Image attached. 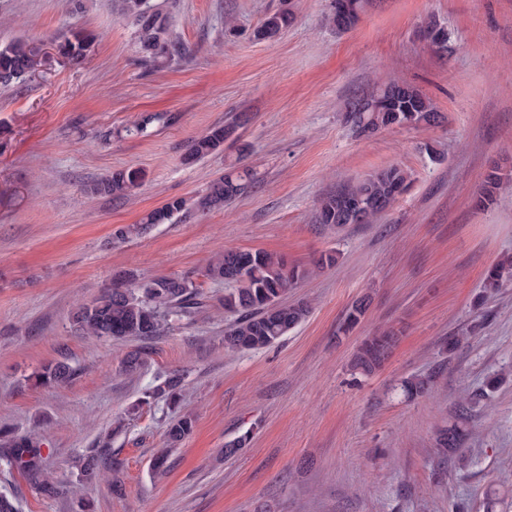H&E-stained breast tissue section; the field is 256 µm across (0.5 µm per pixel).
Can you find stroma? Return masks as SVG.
Returning <instances> with one entry per match:
<instances>
[{
  "instance_id": "obj_1",
  "label": "stroma",
  "mask_w": 512,
  "mask_h": 512,
  "mask_svg": "<svg viewBox=\"0 0 512 512\" xmlns=\"http://www.w3.org/2000/svg\"><path fill=\"white\" fill-rule=\"evenodd\" d=\"M150 2L181 52L147 57L111 0H0V44L25 39L45 54L37 72L0 85V425L37 433L43 475L70 486L49 498L0 464V496L16 512H512V281L483 293L487 271L512 253V181L488 209L473 202L493 163L512 168V0H371L346 33L324 21L331 0ZM284 8L288 29L254 40ZM431 17L453 52L423 39ZM72 30L96 37L77 62L57 49ZM388 78L416 86L442 122L358 136L347 101ZM147 114L160 122L128 135ZM238 117L223 150L185 162L193 138ZM237 162L254 172L252 188L224 209L196 210ZM392 164L411 184L376 223H316L322 195ZM120 168L140 173L134 194L84 193ZM176 197L188 206L173 223L111 241ZM239 249L305 269L286 299L311 310L279 344L233 353L224 286L202 270ZM329 254L334 263L316 267ZM117 271L189 274L204 297L190 323L140 345L145 364L134 373L123 359L135 341L90 340L71 325ZM361 298L364 317L344 331ZM389 327L399 341L385 365L353 372L361 341ZM64 359L78 370L71 383L31 382ZM175 370L187 374L178 409L129 415ZM413 375L429 378L430 391L408 400L398 384ZM493 375L498 389L467 424L468 465L440 458L438 430ZM179 413L195 429L170 449ZM105 437L106 463L79 478L73 459ZM240 437L244 447L225 456ZM164 448L158 473L152 460Z\"/></svg>"
}]
</instances>
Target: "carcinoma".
Wrapping results in <instances>:
<instances>
[{
    "instance_id": "cac0c4a2",
    "label": "carcinoma",
    "mask_w": 512,
    "mask_h": 512,
    "mask_svg": "<svg viewBox=\"0 0 512 512\" xmlns=\"http://www.w3.org/2000/svg\"><path fill=\"white\" fill-rule=\"evenodd\" d=\"M366 0H331L327 23L338 32L353 29L360 20ZM119 10L132 19L141 49L153 58L162 57L180 47L170 38L166 16L152 8L148 0H118ZM291 22L288 10H280L264 19L254 29L253 38L265 41L275 38ZM422 35L436 51H448V32L436 21H428ZM93 38L81 31L72 33L59 44V52L71 59H79L91 47ZM42 49L24 40L0 46V75L16 80L33 73L42 64ZM354 95L346 104V118L361 135L371 136L383 128L431 126L441 116L429 99L416 87L400 81H389L368 94V110L358 112ZM236 125H214L193 139L188 148V159L196 160L214 154L235 133ZM508 175L502 167L493 165L486 174L475 197V205L485 209L496 202L497 190ZM140 173L119 169L103 180L86 186L87 193L99 197H125L139 187ZM255 183L253 171L247 167H231L213 181L199 196L196 207L211 211L243 195ZM410 174L398 165H390L367 175L353 185L323 196L317 205L315 221L338 229L354 223L350 214L360 210L367 213L371 224L387 212L410 187ZM185 200L171 199L148 212L138 224H127L115 229L112 240L123 242L145 234L157 224H170L184 210ZM512 271V258L495 265L485 277L486 287L500 286L506 272ZM306 272L290 268L286 262L262 250H227L210 261L203 276L226 285L224 310L235 316L224 331V348L231 352L269 348L281 341L309 315L303 302L288 303L284 297ZM200 307V292L190 275L161 276L134 282L126 276L114 277L93 301L80 306L73 315V329L81 336L116 340H152L160 335L167 321H190ZM367 307L362 299L352 305L344 322L345 330L355 327ZM396 342L395 333L384 330L366 337L360 344L353 369L370 374L381 366ZM74 374L65 361H57L34 372L31 380L37 385H61ZM184 374L177 371L167 375L158 384L146 389L144 397L132 412L157 401L167 406L177 405L182 397ZM400 390L407 399L423 395L428 381L411 377L402 380ZM480 403L475 394L459 404L456 421L443 430L438 438L441 454L457 453L466 437V421ZM195 426L190 414L172 420L167 430L172 445L182 442ZM0 436L8 446L0 449V459L27 475L39 474L42 463L41 440L32 435H16L8 427L0 428ZM98 454L91 452L76 461L81 474L91 477L98 468Z\"/></svg>"
}]
</instances>
